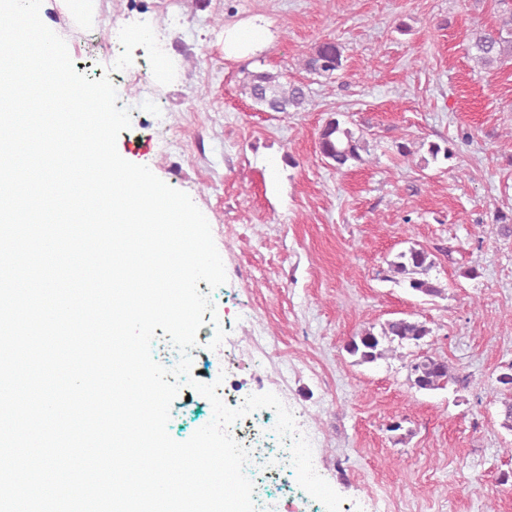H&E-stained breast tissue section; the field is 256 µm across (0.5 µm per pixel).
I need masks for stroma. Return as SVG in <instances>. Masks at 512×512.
Wrapping results in <instances>:
<instances>
[{
	"instance_id": "1",
	"label": "stroma",
	"mask_w": 512,
	"mask_h": 512,
	"mask_svg": "<svg viewBox=\"0 0 512 512\" xmlns=\"http://www.w3.org/2000/svg\"><path fill=\"white\" fill-rule=\"evenodd\" d=\"M498 15L497 0H111L94 21L61 24L76 71L109 77L131 113L119 155L187 193L210 225L226 281L210 293L217 324L190 351L193 377L209 382L222 359L225 389L274 393L301 415L345 512L379 497L388 512H512V431L492 393L512 363V237L493 224L512 214V60L484 69L468 53L471 31ZM248 20L268 43L225 56V30ZM324 41L343 54L333 78L300 67ZM256 69L307 83L305 111H257L240 92ZM338 114L370 145L341 173L316 147ZM433 143L452 158L428 162ZM413 245L433 252L442 296L383 279ZM408 315L467 387L411 388L409 346L373 364L346 353L364 327ZM188 392L171 404L178 442L213 417ZM396 416L406 439L387 429Z\"/></svg>"
}]
</instances>
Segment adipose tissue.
I'll return each mask as SVG.
<instances>
[{
  "label": "adipose tissue",
  "instance_id": "ef3b65f1",
  "mask_svg": "<svg viewBox=\"0 0 512 512\" xmlns=\"http://www.w3.org/2000/svg\"><path fill=\"white\" fill-rule=\"evenodd\" d=\"M100 0H39L29 5L27 0H0V16L11 20L12 36L0 39V61H9L25 70L32 82L49 80L56 67L58 31L50 12L66 19L86 14L97 17Z\"/></svg>",
  "mask_w": 512,
  "mask_h": 512
}]
</instances>
